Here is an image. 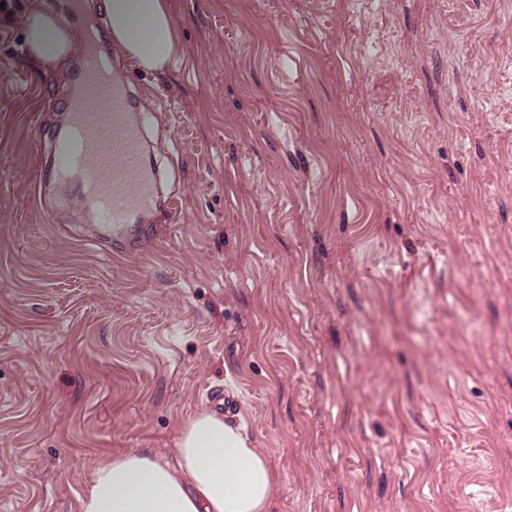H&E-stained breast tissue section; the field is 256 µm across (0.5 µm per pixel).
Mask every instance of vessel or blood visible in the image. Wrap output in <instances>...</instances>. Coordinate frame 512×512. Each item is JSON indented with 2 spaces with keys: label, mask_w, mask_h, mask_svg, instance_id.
I'll use <instances>...</instances> for the list:
<instances>
[{
  "label": "vessel or blood",
  "mask_w": 512,
  "mask_h": 512,
  "mask_svg": "<svg viewBox=\"0 0 512 512\" xmlns=\"http://www.w3.org/2000/svg\"><path fill=\"white\" fill-rule=\"evenodd\" d=\"M84 90L70 104L69 121L56 136L50 176L63 189L77 187L87 212L111 230L113 254L138 246L130 234L158 206L176 212L179 201L159 202L156 174L147 158L129 85L112 81L91 30L79 35Z\"/></svg>",
  "instance_id": "1"
}]
</instances>
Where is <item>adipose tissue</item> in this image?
Here are the masks:
<instances>
[{"label":"adipose tissue","instance_id":"adipose-tissue-1","mask_svg":"<svg viewBox=\"0 0 512 512\" xmlns=\"http://www.w3.org/2000/svg\"><path fill=\"white\" fill-rule=\"evenodd\" d=\"M113 42L144 70L166 68L176 49L166 0H103ZM28 55L48 66L74 38L33 0L25 18ZM278 484L268 457L244 426L200 413L181 427L169 455L133 449L99 464L81 512H269Z\"/></svg>","mask_w":512,"mask_h":512}]
</instances>
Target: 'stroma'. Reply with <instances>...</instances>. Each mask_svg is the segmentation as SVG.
I'll use <instances>...</instances> for the list:
<instances>
[{"label": "stroma", "instance_id": "1", "mask_svg": "<svg viewBox=\"0 0 512 512\" xmlns=\"http://www.w3.org/2000/svg\"><path fill=\"white\" fill-rule=\"evenodd\" d=\"M163 190L135 254L41 170L80 55L0 0V512H80L100 462L245 423L271 512H512V0H169L115 50ZM113 42L146 71L164 69L177 49L166 0H103ZM28 55L47 66L61 64L74 50V37L54 15L33 2L24 17Z\"/></svg>", "mask_w": 512, "mask_h": 512}]
</instances>
